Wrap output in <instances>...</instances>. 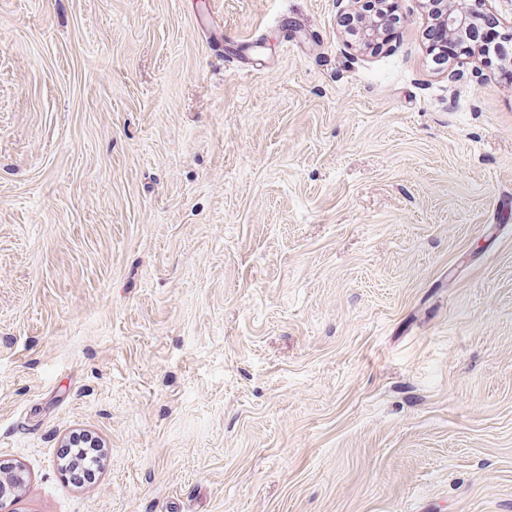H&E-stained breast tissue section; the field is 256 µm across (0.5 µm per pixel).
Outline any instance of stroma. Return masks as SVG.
<instances>
[{"label":"stroma","mask_w":512,"mask_h":512,"mask_svg":"<svg viewBox=\"0 0 512 512\" xmlns=\"http://www.w3.org/2000/svg\"><path fill=\"white\" fill-rule=\"evenodd\" d=\"M394 2L0 0L11 512H512V87ZM75 440L76 443H73L61 458H69L73 465L70 471L75 479H85L100 467L103 460L102 448L94 447L93 442L82 437Z\"/></svg>","instance_id":"1"}]
</instances>
